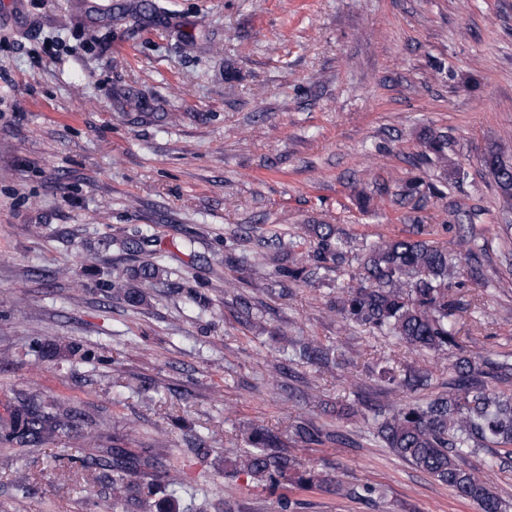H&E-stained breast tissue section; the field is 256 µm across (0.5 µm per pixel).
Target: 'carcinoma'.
I'll return each mask as SVG.
<instances>
[{
	"mask_svg": "<svg viewBox=\"0 0 512 512\" xmlns=\"http://www.w3.org/2000/svg\"><path fill=\"white\" fill-rule=\"evenodd\" d=\"M420 159L429 167L430 181L418 180L395 190L383 185L379 192H393L402 200L412 198L420 186L439 191V186L461 178L462 169L450 156L448 133L423 128L419 134ZM488 175L502 193L505 206L512 205V165L498 155L485 160ZM308 236L316 247L310 253H297L294 243L273 235L263 245L273 250L274 275L280 282H323L328 274L351 265L349 241L333 224H310ZM432 232L425 224H413L406 235L381 238L365 243L355 256L351 273L354 285L330 307L337 316L391 337L415 351L436 355L460 348L457 325L468 305L452 292L457 273L456 261L448 251L428 239ZM162 269L148 262L132 275L105 283L106 292L121 296L129 304L144 303L140 288L152 286ZM300 357L318 360L323 347L315 341L300 344ZM452 390L425 402L412 401L390 413L374 412L377 437L396 456L448 485L464 499L476 504L479 512H507L503 499L487 483L470 457L488 449L486 468L497 465L505 455L512 457V359L457 358ZM378 377L384 386L414 392L427 383V372L415 370L399 378L383 367ZM80 412L61 398L40 393L27 395L13 407L8 420L0 423V440L21 447L41 449L59 436L77 428ZM249 450L228 449L234 463L253 479L271 485L288 483L298 491L313 488H339L341 482L321 479L311 473L293 472L291 458L276 451L278 435L254 430L247 436ZM88 467L105 472L112 485V507L122 498L137 501L142 512H180L175 486L181 474L159 464L152 457H140L123 448H102ZM139 476L140 481L133 480Z\"/></svg>",
	"mask_w": 512,
	"mask_h": 512,
	"instance_id": "1",
	"label": "carcinoma"
}]
</instances>
